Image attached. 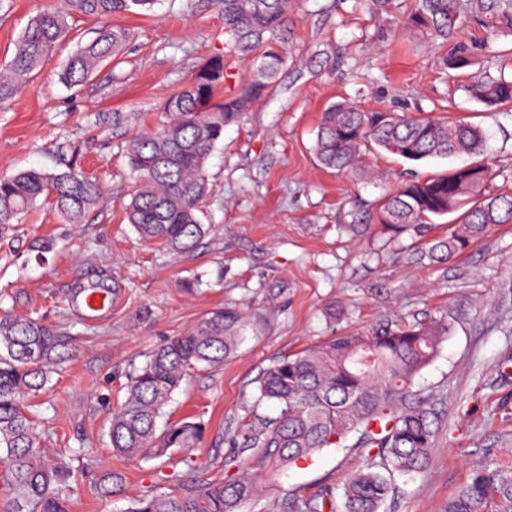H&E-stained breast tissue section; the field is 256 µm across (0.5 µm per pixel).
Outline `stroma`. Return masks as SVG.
Here are the masks:
<instances>
[{
  "mask_svg": "<svg viewBox=\"0 0 512 512\" xmlns=\"http://www.w3.org/2000/svg\"><path fill=\"white\" fill-rule=\"evenodd\" d=\"M56 3L0 0V66L29 20ZM113 23L131 37L83 87L60 81L63 61L97 27L77 16L53 57L0 110V176L73 167L101 187L83 223H63L45 205L0 233V315L29 316L75 338L38 398L45 455L64 458L78 479L71 512H126L150 492L237 477L253 457L231 437L257 432L279 414L258 399L259 373L336 333L382 323L448 325L417 382L437 418L430 465L397 477L399 493L385 512H443L475 465L512 467V224L429 264L418 260L412 238L395 243L383 235L381 205L399 181L446 173L467 157L405 163L372 152L345 176L323 169L314 153L323 109L343 98L367 111L462 117L487 133L493 189L512 192V111L488 113L466 93L483 73L512 76L507 43L479 49L475 66L447 70L445 46L369 15L359 0H294L289 61L265 98L225 127L207 163L205 232L191 250L172 254L142 243L124 218L131 179L121 142L156 122L160 103L223 53L222 10L219 0H157L151 13ZM116 112L138 119L118 134ZM44 239L51 249L39 248ZM87 288L121 294L90 312L79 303ZM231 302L248 312L254 336L223 367L194 373L165 409L168 420L194 416L206 424L191 451L194 468L113 457L106 430L124 396L125 370ZM367 454L349 444L324 449L267 480L263 499L246 512H264L290 494L340 490ZM104 469L126 477L107 499L93 490L94 471Z\"/></svg>",
  "mask_w": 512,
  "mask_h": 512,
  "instance_id": "obj_1",
  "label": "stroma"
}]
</instances>
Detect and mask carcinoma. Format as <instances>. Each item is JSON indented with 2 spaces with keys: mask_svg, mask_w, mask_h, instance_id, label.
<instances>
[{
  "mask_svg": "<svg viewBox=\"0 0 512 512\" xmlns=\"http://www.w3.org/2000/svg\"><path fill=\"white\" fill-rule=\"evenodd\" d=\"M155 0H63L36 15L19 37L8 65L0 70V110L38 71L70 31L76 14L99 23L96 36L77 46L60 79L80 86L117 57L129 39L114 15L144 14ZM224 48L252 61L236 91L217 96L224 83L225 57L201 66L188 85L162 104L159 121L133 134L124 154L134 182L124 206L126 220L145 242L171 252L190 250L204 233L198 213L209 193L206 164L224 128L262 99L288 62L291 0H220ZM492 39L512 37V0H416L396 19L423 36L455 42L444 65L478 64L473 48L457 40L459 19ZM473 100L488 108L512 109V79L486 75L471 85ZM482 129L460 120L406 113L367 112L342 100L322 112L314 150L319 163L341 173L359 167L370 149L405 162L483 152ZM493 173L483 162L459 166L428 179L398 185L383 207L382 231L394 239L421 240L418 260L443 263L486 236L497 224L512 223V194L490 190ZM97 183L70 170L26 169L0 176V230L38 203L53 207L68 224H80L98 201ZM448 217V235L427 237L433 217ZM252 324L243 309L226 305L208 312L196 328L157 347L126 373L124 401L112 410L108 437L112 454L130 461L171 457L193 464L190 449L204 434L200 422H160L165 407L194 372L217 368L234 356ZM448 335L444 321L380 326L370 333L345 332L276 360L258 378L259 400L280 408L279 416L244 442L256 451L266 477L342 445L358 433L357 445L374 460L343 487L342 512H380L395 497L397 474L423 473L430 463L436 417L430 398L416 390L421 371L437 356ZM72 345L32 318L0 317V495L9 512H70L74 472L46 461L39 448V416L27 398L51 381L54 364ZM123 475H95L94 490L110 497ZM260 476L244 472L191 485L181 493H149L128 512H244L258 494ZM289 512H336L328 492L295 496ZM444 512H512V470L484 464L474 468L448 500Z\"/></svg>",
  "mask_w": 512,
  "mask_h": 512,
  "instance_id": "carcinoma-1",
  "label": "carcinoma"
}]
</instances>
